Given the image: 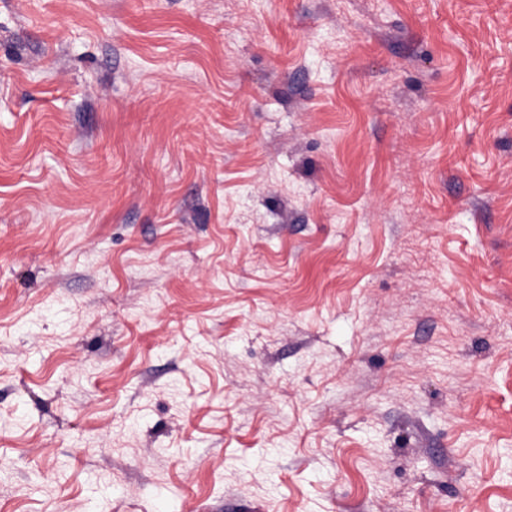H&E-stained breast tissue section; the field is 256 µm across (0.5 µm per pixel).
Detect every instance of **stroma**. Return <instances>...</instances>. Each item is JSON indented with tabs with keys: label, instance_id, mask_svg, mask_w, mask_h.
Masks as SVG:
<instances>
[{
	"label": "stroma",
	"instance_id": "1",
	"mask_svg": "<svg viewBox=\"0 0 512 512\" xmlns=\"http://www.w3.org/2000/svg\"><path fill=\"white\" fill-rule=\"evenodd\" d=\"M0 512H512V0H0Z\"/></svg>",
	"mask_w": 512,
	"mask_h": 512
}]
</instances>
